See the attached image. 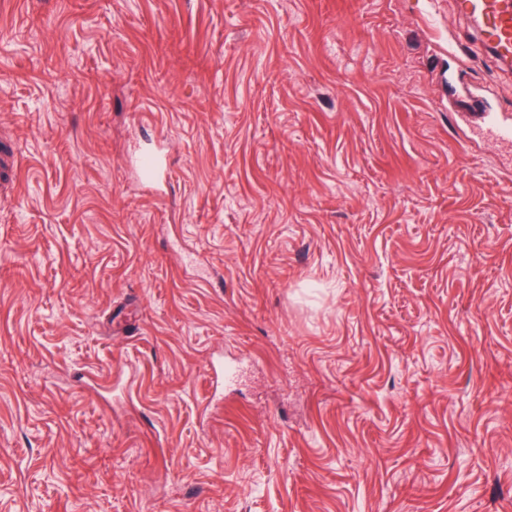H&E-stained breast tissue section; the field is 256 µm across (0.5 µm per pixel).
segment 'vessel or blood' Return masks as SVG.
Here are the masks:
<instances>
[{"label":"vessel or blood","mask_w":512,"mask_h":512,"mask_svg":"<svg viewBox=\"0 0 512 512\" xmlns=\"http://www.w3.org/2000/svg\"><path fill=\"white\" fill-rule=\"evenodd\" d=\"M455 7L476 24L496 59H512V0H455Z\"/></svg>","instance_id":"obj_1"}]
</instances>
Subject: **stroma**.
Returning a JSON list of instances; mask_svg holds the SVG:
<instances>
[{"mask_svg":"<svg viewBox=\"0 0 512 512\" xmlns=\"http://www.w3.org/2000/svg\"><path fill=\"white\" fill-rule=\"evenodd\" d=\"M482 104L453 0H0V512H512Z\"/></svg>","mask_w":512,"mask_h":512,"instance_id":"1","label":"stroma"}]
</instances>
